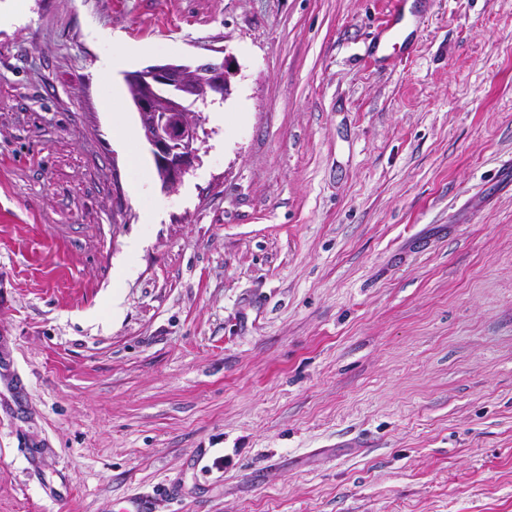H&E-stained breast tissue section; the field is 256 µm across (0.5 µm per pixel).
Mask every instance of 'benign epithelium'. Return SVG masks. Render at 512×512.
Returning <instances> with one entry per match:
<instances>
[{
  "label": "benign epithelium",
  "instance_id": "7a95c632",
  "mask_svg": "<svg viewBox=\"0 0 512 512\" xmlns=\"http://www.w3.org/2000/svg\"><path fill=\"white\" fill-rule=\"evenodd\" d=\"M235 70L228 57L198 63L166 62L126 74L137 94L142 137L168 189L177 187L199 162L203 124L198 105L232 91Z\"/></svg>",
  "mask_w": 512,
  "mask_h": 512
}]
</instances>
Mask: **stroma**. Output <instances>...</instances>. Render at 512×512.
<instances>
[{
	"label": "stroma",
	"instance_id": "1",
	"mask_svg": "<svg viewBox=\"0 0 512 512\" xmlns=\"http://www.w3.org/2000/svg\"><path fill=\"white\" fill-rule=\"evenodd\" d=\"M395 2L0 0V512H512V0ZM226 56L166 191L125 74Z\"/></svg>",
	"mask_w": 512,
	"mask_h": 512
}]
</instances>
